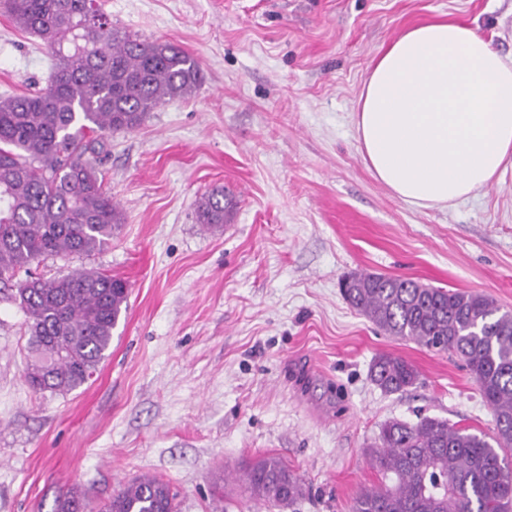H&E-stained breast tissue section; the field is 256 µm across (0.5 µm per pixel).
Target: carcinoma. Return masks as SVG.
Instances as JSON below:
<instances>
[{
  "instance_id": "1",
  "label": "carcinoma",
  "mask_w": 512,
  "mask_h": 512,
  "mask_svg": "<svg viewBox=\"0 0 512 512\" xmlns=\"http://www.w3.org/2000/svg\"><path fill=\"white\" fill-rule=\"evenodd\" d=\"M94 0H0L15 24L43 39L52 66L45 88L0 98V293L25 314L24 378L35 392L68 394L107 358L112 330L127 310L129 285L95 269L54 279L33 263L85 255L112 242L123 222L86 153L100 138L129 133L160 105L202 82L199 61L180 46L112 27ZM234 198L222 189L197 203V223L218 227ZM27 278L11 288L19 272ZM346 301L389 336L410 339L466 363L494 416L493 441L436 417L385 421L369 448L381 482L359 491L351 512H512V311L478 293L451 292L402 277L353 273ZM370 375L403 392L419 371L390 353ZM257 502L285 507L303 496L302 479L279 457L244 468ZM166 482L144 475L98 509L77 490L56 496L53 512H174Z\"/></svg>"
}]
</instances>
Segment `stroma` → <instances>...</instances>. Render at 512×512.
I'll use <instances>...</instances> for the list:
<instances>
[{"mask_svg":"<svg viewBox=\"0 0 512 512\" xmlns=\"http://www.w3.org/2000/svg\"><path fill=\"white\" fill-rule=\"evenodd\" d=\"M96 2L114 27L197 57L203 81L105 137L95 166L124 217L111 246L38 267L129 284L88 383L32 391L25 316L0 302V512H52L73 487L100 504L144 475L169 483L178 512H350L380 481L367 448L386 420L493 434L461 358L388 336L339 283L409 277L512 310V169L453 206H411L372 176L354 124L374 60L411 26L456 20L512 57V0ZM50 66L0 11V96L45 88ZM216 187L236 206L210 229L195 206ZM380 352L411 361L418 385L381 391L368 376ZM267 453L307 486L289 508L238 481Z\"/></svg>","mask_w":512,"mask_h":512,"instance_id":"obj_1","label":"stroma"}]
</instances>
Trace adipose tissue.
I'll return each instance as SVG.
<instances>
[{"instance_id":"obj_1","label":"adipose tissue","mask_w":512,"mask_h":512,"mask_svg":"<svg viewBox=\"0 0 512 512\" xmlns=\"http://www.w3.org/2000/svg\"><path fill=\"white\" fill-rule=\"evenodd\" d=\"M356 127L372 175L400 200L475 196L512 167V58L466 25L409 28L375 60Z\"/></svg>"}]
</instances>
